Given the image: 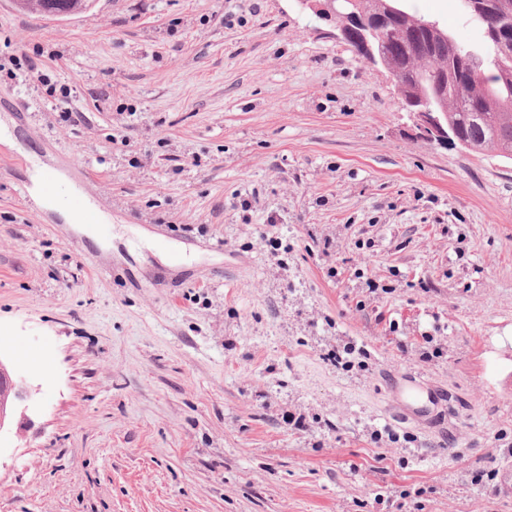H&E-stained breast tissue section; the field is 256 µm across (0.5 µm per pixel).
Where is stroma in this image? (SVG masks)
<instances>
[{
	"label": "stroma",
	"mask_w": 512,
	"mask_h": 512,
	"mask_svg": "<svg viewBox=\"0 0 512 512\" xmlns=\"http://www.w3.org/2000/svg\"><path fill=\"white\" fill-rule=\"evenodd\" d=\"M321 8L0 0V512H512V160L423 135ZM35 156L115 253L24 208ZM16 5L23 11L46 15L50 2H58V12L64 16L82 13L91 8L92 0H15Z\"/></svg>",
	"instance_id": "obj_1"
}]
</instances>
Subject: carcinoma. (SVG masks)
<instances>
[{
    "mask_svg": "<svg viewBox=\"0 0 512 512\" xmlns=\"http://www.w3.org/2000/svg\"><path fill=\"white\" fill-rule=\"evenodd\" d=\"M70 16L87 11L93 0H15L23 11L44 15L49 3ZM476 25L490 58V67L476 51L446 34L419 24L408 11L384 22L377 20L380 0H361L364 17L377 30L379 49L401 92V103L439 96L448 105V129L466 148L493 150L512 160V12L500 0H461Z\"/></svg>",
    "mask_w": 512,
    "mask_h": 512,
    "instance_id": "1",
    "label": "carcinoma"
}]
</instances>
